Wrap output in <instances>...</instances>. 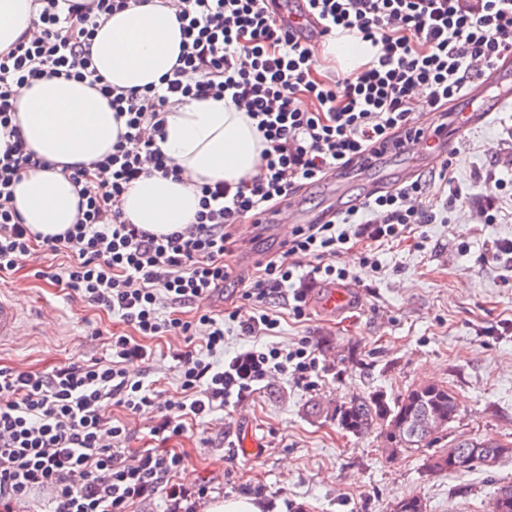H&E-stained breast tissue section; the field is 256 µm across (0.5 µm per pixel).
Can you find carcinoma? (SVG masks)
I'll list each match as a JSON object with an SVG mask.
<instances>
[{"label": "carcinoma", "mask_w": 512, "mask_h": 512, "mask_svg": "<svg viewBox=\"0 0 512 512\" xmlns=\"http://www.w3.org/2000/svg\"><path fill=\"white\" fill-rule=\"evenodd\" d=\"M444 416L452 421L459 412V402L452 389L442 383L419 384L408 388L395 398L382 393L356 398L339 406L337 423L342 430L354 435L379 431L386 451L419 450L438 446L445 435L418 432L427 412ZM465 458L464 470L481 466L492 468L505 458H512V443L486 442L477 438L455 439L450 444L427 456L425 467L435 474L448 473V458ZM497 512H512V482L501 484L493 496Z\"/></svg>", "instance_id": "1"}]
</instances>
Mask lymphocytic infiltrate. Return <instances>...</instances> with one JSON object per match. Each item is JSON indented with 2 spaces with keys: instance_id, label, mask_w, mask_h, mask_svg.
<instances>
[{
  "instance_id": "f902f5d3",
  "label": "lymphocytic infiltrate",
  "mask_w": 512,
  "mask_h": 512,
  "mask_svg": "<svg viewBox=\"0 0 512 512\" xmlns=\"http://www.w3.org/2000/svg\"><path fill=\"white\" fill-rule=\"evenodd\" d=\"M132 0H31L30 31L0 52V279L20 270L36 251L68 258L60 272L33 268L86 307L117 315L132 335L111 334L109 353L51 371L0 367V512H21L41 498L46 512H129L156 495L178 501L175 481L183 454L168 449L186 425L229 406L275 371L313 372L306 348L238 351L224 363V321L244 335L266 336L278 326L267 310L289 303L305 314L306 294L286 285L303 258H315L311 275L348 279L334 258L352 239L388 241L404 236L434 214L423 206L432 189L446 205L462 199L451 173L439 172L367 193L319 224H301L281 259L259 264L252 290L243 295L251 313L232 310L218 318L204 302L223 288L232 269L233 229L243 220L275 216L300 187L354 167H367L414 141L447 129L448 104L465 97L486 71L512 57V0H307L322 25L320 36H360L373 48L370 60L347 75L320 72L317 47L300 41L272 11L275 0H163L175 9L182 51L158 86L144 91L112 87L98 74L90 45L99 27ZM62 75L89 82L108 100L126 131L110 153L75 169L79 197L75 224L64 235H33L12 205L13 186L45 161L28 148L14 124L15 87ZM222 100L244 112L263 140L264 165L251 178L199 186L193 224L158 235L132 224L120 203L142 176H178L162 151L166 114L190 100ZM438 115L422 128L415 110ZM167 334L206 337L208 358L173 352L178 395L162 398L145 377L132 376L133 361H148V339ZM116 405L132 415L150 414L160 448L125 453L128 428L107 417Z\"/></svg>"
}]
</instances>
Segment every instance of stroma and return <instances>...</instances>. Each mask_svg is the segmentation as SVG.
I'll use <instances>...</instances> for the list:
<instances>
[{
    "label": "stroma",
    "instance_id": "35a3bbf8",
    "mask_svg": "<svg viewBox=\"0 0 512 512\" xmlns=\"http://www.w3.org/2000/svg\"><path fill=\"white\" fill-rule=\"evenodd\" d=\"M497 75L486 77V119L452 135L457 153L455 184L464 195L455 207L436 205L433 223L413 227L396 241L374 245L377 267L358 264V249L340 253L347 288L356 302L346 312L328 313L319 299L328 284L298 281L307 294L305 315L277 308L273 336L242 335L237 323L224 324V348L274 345L289 352L308 344L319 361L314 384L288 373L274 374L238 402L188 425L169 445L186 456L176 481L188 491L186 512H203L213 498H240L260 512H390L413 493L428 512H489L498 485L512 481V459L496 467L432 474L423 452H386L377 433L354 435L336 423V404L375 392L394 397L407 388L444 382L455 392L460 411L449 439L476 437L512 441V190H497L490 176L512 174V102L499 103ZM440 159L421 150L388 156L352 176L304 188L291 203L317 215L330 192L351 204L371 184L390 187L407 171L429 174ZM496 215L493 224L485 215ZM295 222L259 228L250 222L234 230L230 261L236 276L207 302L223 314L255 281L259 262L279 257ZM0 291L23 309L41 316L17 339L0 342V365L49 371L53 367L106 354L105 335L127 327L111 312L91 310L47 280L19 271ZM149 362L133 372L148 373L163 394L178 384L173 348L204 354L205 340L168 335L150 343ZM255 438L260 451L238 452L239 438Z\"/></svg>",
    "mask_w": 512,
    "mask_h": 512
}]
</instances>
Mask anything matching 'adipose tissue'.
<instances>
[{"mask_svg": "<svg viewBox=\"0 0 512 512\" xmlns=\"http://www.w3.org/2000/svg\"><path fill=\"white\" fill-rule=\"evenodd\" d=\"M30 0H0V51L28 28ZM175 14L159 0H136L113 15L96 33L92 61L123 90L159 84L181 51ZM16 122L28 144L51 161L48 169L27 171L14 187L12 204L33 233H64L76 219L78 197L65 169L109 153L126 129L106 99L87 84L64 78L42 79L17 91ZM162 150L182 170L181 179L152 174L136 181L121 208L130 222L157 234L193 223L199 209L196 185L229 183L255 175L264 144L241 112L216 100L173 106L167 116Z\"/></svg>", "mask_w": 512, "mask_h": 512, "instance_id": "adipose-tissue-1", "label": "adipose tissue"}]
</instances>
